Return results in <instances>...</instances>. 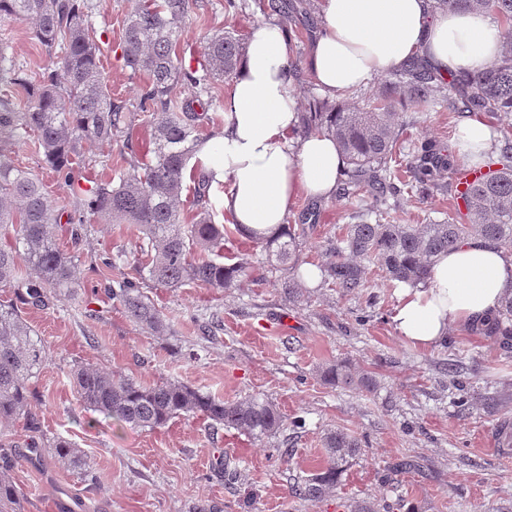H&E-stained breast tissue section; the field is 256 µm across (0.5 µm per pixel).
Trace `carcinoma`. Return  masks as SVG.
Segmentation results:
<instances>
[{
    "label": "carcinoma",
    "instance_id": "obj_1",
    "mask_svg": "<svg viewBox=\"0 0 512 512\" xmlns=\"http://www.w3.org/2000/svg\"><path fill=\"white\" fill-rule=\"evenodd\" d=\"M194 7L199 0H127L122 57L132 73L147 76L140 108L150 112L152 157L116 181L98 183L67 212L73 240L87 233L86 214L99 224L138 229L144 260L136 261L133 276L105 278V290L153 336L165 334L168 324L144 292L149 284L179 288L194 282L227 290L237 287L244 274L242 264L222 261L225 229L210 212L209 179L195 174L189 162L200 143V123H213L220 116L211 85L233 81L245 38L236 30L213 33L204 41L201 74L185 71L176 47ZM434 7L480 9L492 15L506 26L500 58L482 70L448 79L413 64L391 72L364 104L324 99L301 115L298 134L327 133L346 158L340 200L366 188L376 198L405 191L425 197L443 187L445 176L451 181L466 171L476 178L467 192L453 197L441 220L398 224L386 209L357 212L358 222L344 225L331 241L332 260L325 269L328 284L343 295L368 287L366 261L387 280L416 286L430 280L435 257L465 239L482 238L512 252V126L500 129L506 154L495 170L466 168L454 147L427 140L410 149L405 169L411 181L398 176L401 109L446 101L453 111L473 115L512 111V0H434ZM96 8L93 0H0V20L35 22L33 36L50 61L41 77L30 81L23 77V64L0 43V88L7 91L0 97V236L12 235V242L0 245V288L14 289V300L0 303L1 425L30 417V382L47 359L44 343L18 305L45 307L79 287L82 274L77 256L57 243L60 211L48 200L38 176L15 165L12 147L34 136L42 164L66 185L74 182L72 158L87 161L82 147L112 141L129 121L127 104L112 100L101 70L91 26ZM181 81L191 88L183 97L176 92ZM187 178L194 183L195 213L185 223L178 203ZM248 238L265 251L269 271L300 266L299 237L290 225ZM196 249L206 256L195 257ZM277 286L288 301L301 293L298 280L288 275L279 277ZM493 325L504 341L512 340V294L503 298ZM71 375L83 406L141 430L162 428L176 418H202L213 431L235 429L263 441L289 426L304 427L298 418L287 419L265 395L226 401L180 381L148 384L90 363L74 366ZM320 378L328 385L367 392L376 386L371 374L355 373L345 361L323 368ZM321 442L323 465L292 486V494L312 502L336 492L339 477L362 451L359 440L340 429L325 431ZM47 448L57 459L81 464L82 455L65 439L57 438ZM16 463L10 443L0 440V512H18L19 491L12 476Z\"/></svg>",
    "mask_w": 512,
    "mask_h": 512
}]
</instances>
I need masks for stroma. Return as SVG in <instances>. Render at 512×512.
<instances>
[{
    "label": "stroma",
    "mask_w": 512,
    "mask_h": 512,
    "mask_svg": "<svg viewBox=\"0 0 512 512\" xmlns=\"http://www.w3.org/2000/svg\"><path fill=\"white\" fill-rule=\"evenodd\" d=\"M224 0L193 10L179 39L185 68L196 67L202 38L231 26L249 34L264 20V0H249L246 13L225 15ZM92 23L101 69L113 98L131 110L132 140L147 153L148 115L139 108L143 75L132 74L122 59L126 0H96ZM298 71L299 108L309 111L320 93L306 70L316 35L301 16L281 15ZM26 20L0 22V40L10 44L27 77L42 73L48 57ZM447 105L403 109L402 138L447 142L462 121ZM123 137L89 144V164L74 167L73 186L60 185L43 169L33 142L15 147L13 159L31 169L49 198L64 207L75 195L95 187L103 169L112 176L129 172L120 152ZM369 193L350 200L298 195L288 222L301 228L306 264L324 267L327 241L372 205ZM449 196L403 194L392 199L401 224L441 219ZM62 249L81 260L83 280L68 298L48 307H22L26 322L40 336L48 360L33 379L29 422L0 429L17 451L32 443L68 439L93 465L97 481L87 485L77 467L44 454L20 461L13 471L21 493V512H348L350 500L384 499L388 512H512V447L496 445L502 423H512V348H504L487 328H454L438 345L422 350L402 339L392 315L398 287L369 269V286L343 296L324 282L307 287L297 302H285L271 279L260 278L262 248L231 234L224 242L230 262L245 266L236 288L217 291L194 283L147 294L171 325L164 336L149 335L124 308L108 298L93 263L106 253L118 255L113 275L129 272L138 234L127 224L90 223L79 241L59 229ZM211 325L209 338L200 326ZM349 362L374 375L377 388L365 393L324 384L326 365ZM90 363L147 383L179 380L232 401L264 394L287 415L306 425L258 442L233 429L211 433L200 418H179L153 431L131 428L84 408L74 392L70 370ZM338 428L358 437L362 452L343 474L334 496L310 502L293 496L298 478L323 464L321 436ZM244 468V483L224 482V462ZM418 460L422 468L405 473L392 466Z\"/></svg>",
    "instance_id": "1"
}]
</instances>
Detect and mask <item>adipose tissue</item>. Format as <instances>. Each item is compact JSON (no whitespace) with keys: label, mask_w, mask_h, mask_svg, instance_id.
<instances>
[{"label":"adipose tissue","mask_w":512,"mask_h":512,"mask_svg":"<svg viewBox=\"0 0 512 512\" xmlns=\"http://www.w3.org/2000/svg\"><path fill=\"white\" fill-rule=\"evenodd\" d=\"M321 31L306 60L317 88L333 96L420 60L435 71L472 72L503 51L498 30L480 10L439 11L430 0H320ZM290 43L277 20L255 26L230 93L224 131L201 144L196 159L211 184H227L224 209L245 233L267 235L285 224L298 194L328 199L346 166L335 139L297 137L300 123ZM457 147L484 165L495 142L489 124L462 121ZM512 293V256L470 238L436 258L428 286L400 289L398 334L427 349L451 328L494 318Z\"/></svg>","instance_id":"1"}]
</instances>
